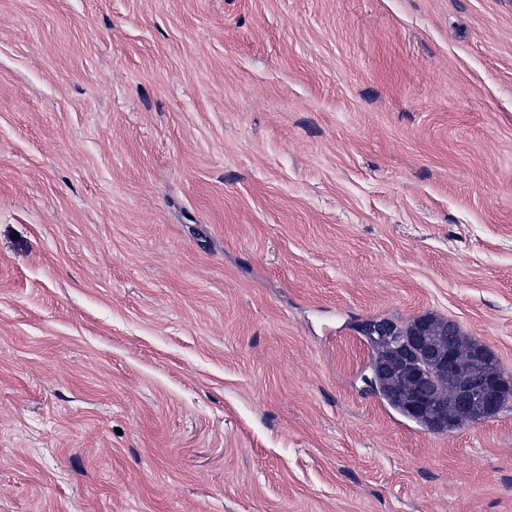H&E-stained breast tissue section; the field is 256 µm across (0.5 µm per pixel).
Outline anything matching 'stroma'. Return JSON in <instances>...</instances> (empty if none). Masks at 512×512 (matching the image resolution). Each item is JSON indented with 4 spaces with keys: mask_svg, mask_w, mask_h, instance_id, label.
<instances>
[{
    "mask_svg": "<svg viewBox=\"0 0 512 512\" xmlns=\"http://www.w3.org/2000/svg\"><path fill=\"white\" fill-rule=\"evenodd\" d=\"M424 313L512 371V0H0V512H512ZM373 320L374 322H371L372 329L377 334V336L374 337L375 340L383 342L393 354V361L390 365L391 368L412 367L415 379L422 381L424 379L425 370L418 362L423 365L436 364V366L441 369H447L448 367V370L455 369L460 365L456 351L453 348H448V355L446 354L443 357L437 356L435 353L431 352L424 343L422 328H419L412 338L413 343L420 349V361H417V359L408 354L405 349V343L398 341V336H396L390 323L384 321V319ZM362 333L373 350V358L370 365L372 371V376L369 379L370 384L378 390L392 407L408 418L402 409V399L410 395V385L400 377H382L377 376L373 372V365L382 361L387 354L378 342L373 339L366 324L362 327ZM373 375H376L377 383L373 382Z\"/></svg>",
    "mask_w": 512,
    "mask_h": 512,
    "instance_id": "obj_1",
    "label": "stroma"
}]
</instances>
